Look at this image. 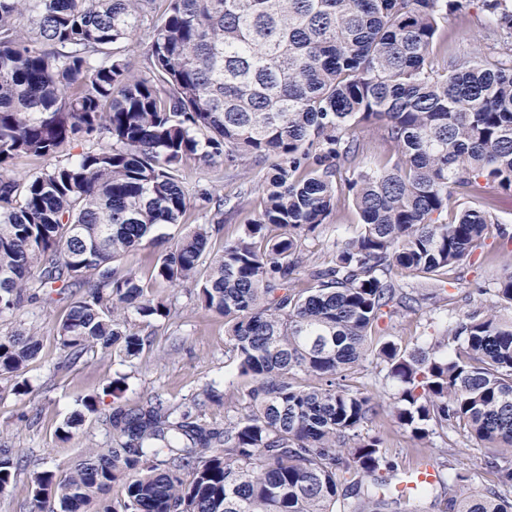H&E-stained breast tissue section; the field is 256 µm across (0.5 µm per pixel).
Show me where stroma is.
I'll return each instance as SVG.
<instances>
[{"instance_id": "stroma-1", "label": "stroma", "mask_w": 512, "mask_h": 512, "mask_svg": "<svg viewBox=\"0 0 512 512\" xmlns=\"http://www.w3.org/2000/svg\"><path fill=\"white\" fill-rule=\"evenodd\" d=\"M437 43L440 53L433 64L438 69L446 67L452 58L487 57L494 52L490 24L479 0H472L466 13L442 23ZM257 181L254 170L224 165L210 169L209 186L224 196L244 199L242 210L225 211L222 237L237 235L256 203ZM152 255V248L143 247L127 253L122 260L125 268L141 278L150 294L165 300L170 309L166 319L151 327L137 314H130V328L148 338L136 359L101 352L72 368H60L63 353L56 328L69 310L71 297L67 294L0 317V334L30 328L40 340L37 357L19 377H0V440L26 456L31 467L60 477L85 448L110 447L112 433L99 416L118 402L133 406L147 397L158 396L178 410L191 411L203 392L213 389L223 393L224 400L208 405L202 418L217 426L223 425L235 405L238 378L236 364L224 345L223 317L199 308L192 286L154 279ZM510 263L512 256L500 247L496 233H489L484 246L450 272L452 286L443 306L427 301L417 312L382 322V329L409 344L431 340L441 330L445 316L461 315L479 301L495 303V290ZM117 378L125 383L123 392L117 397L106 394V385ZM19 382L26 384V393H16L14 386ZM86 396L96 398L97 413L87 415L84 425L69 441L60 442L57 428L76 410L78 398ZM435 454L460 468L475 472L482 469L483 448L455 432L438 442Z\"/></svg>"}]
</instances>
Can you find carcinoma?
<instances>
[{
    "instance_id": "obj_1",
    "label": "carcinoma",
    "mask_w": 512,
    "mask_h": 512,
    "mask_svg": "<svg viewBox=\"0 0 512 512\" xmlns=\"http://www.w3.org/2000/svg\"><path fill=\"white\" fill-rule=\"evenodd\" d=\"M157 2L0 0V315L75 287L57 331L64 366L100 349L139 357L128 312L149 323L168 306L120 260L200 201L205 223L155 255L153 274L224 317L249 385L222 427L159 398L113 406L111 447L59 479L29 473L37 512H417L439 488L448 512H512V315L500 313L512 274L426 348L379 333L383 317L419 310L423 289L444 291L490 225L512 242L481 194L512 193V43L434 70L440 23L472 0ZM481 2L512 36V0ZM141 42V60L122 50ZM361 125L395 146L393 163L361 164ZM81 141L91 148L60 158ZM22 157L54 163L18 178ZM192 160L268 166L253 217L220 246L226 200L185 185ZM457 195L473 205L447 222ZM340 205L356 232L307 262L305 241ZM39 348L31 329L1 335L0 375ZM369 358L414 445L451 430L485 449L482 487L448 459V479L400 488L418 469L366 430L380 411L351 384ZM77 405L61 441L97 412L92 397ZM22 463L0 447V492Z\"/></svg>"
}]
</instances>
